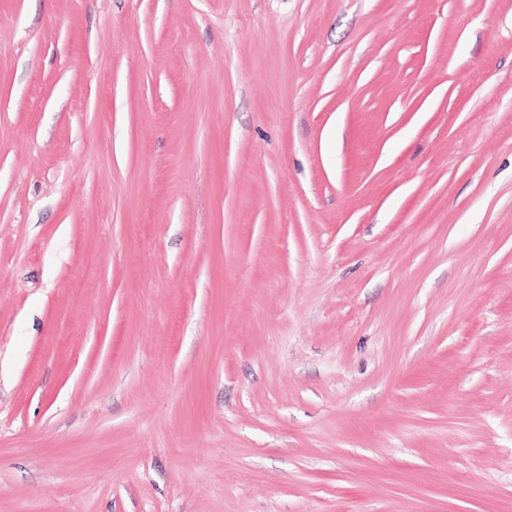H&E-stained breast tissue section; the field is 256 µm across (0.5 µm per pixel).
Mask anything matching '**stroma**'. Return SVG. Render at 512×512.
Masks as SVG:
<instances>
[{
  "instance_id": "stroma-1",
  "label": "stroma",
  "mask_w": 512,
  "mask_h": 512,
  "mask_svg": "<svg viewBox=\"0 0 512 512\" xmlns=\"http://www.w3.org/2000/svg\"><path fill=\"white\" fill-rule=\"evenodd\" d=\"M0 512H512V0H0Z\"/></svg>"
}]
</instances>
